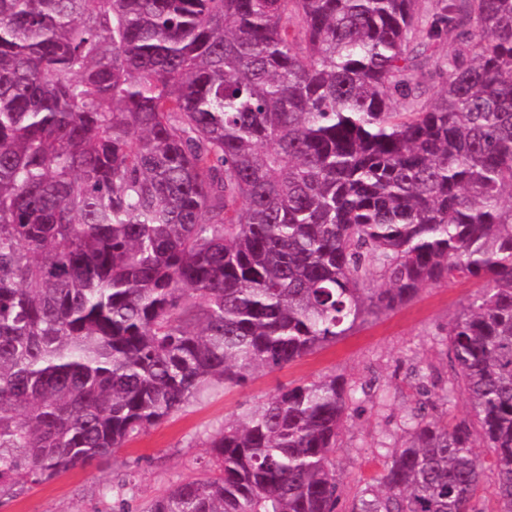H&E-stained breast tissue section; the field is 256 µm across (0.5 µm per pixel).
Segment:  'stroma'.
<instances>
[{
	"label": "stroma",
	"instance_id": "stroma-1",
	"mask_svg": "<svg viewBox=\"0 0 512 512\" xmlns=\"http://www.w3.org/2000/svg\"><path fill=\"white\" fill-rule=\"evenodd\" d=\"M477 281L422 288L410 302L356 326L336 341L283 367L254 373L242 387H215L182 413L148 428L112 458L75 466L39 486L0 497V512H139L211 464L209 439L225 421L278 388L334 375L356 387L334 456L340 512L405 440L402 421L420 395L415 369L436 384L451 376L445 340L449 319Z\"/></svg>",
	"mask_w": 512,
	"mask_h": 512
}]
</instances>
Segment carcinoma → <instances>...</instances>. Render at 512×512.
Returning <instances> with one entry per match:
<instances>
[{"instance_id": "carcinoma-1", "label": "carcinoma", "mask_w": 512, "mask_h": 512, "mask_svg": "<svg viewBox=\"0 0 512 512\" xmlns=\"http://www.w3.org/2000/svg\"><path fill=\"white\" fill-rule=\"evenodd\" d=\"M506 194L512 0H0V495L467 279L350 512H477L488 470L512 512ZM354 393L278 390L145 512H336Z\"/></svg>"}]
</instances>
